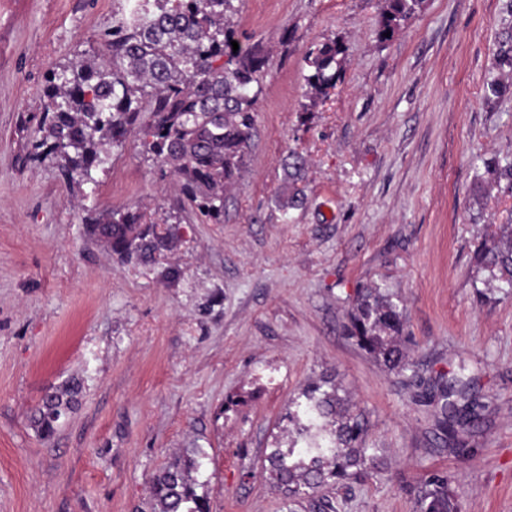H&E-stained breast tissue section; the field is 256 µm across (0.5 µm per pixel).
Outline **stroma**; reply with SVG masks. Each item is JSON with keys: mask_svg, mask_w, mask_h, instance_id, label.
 <instances>
[{"mask_svg": "<svg viewBox=\"0 0 512 512\" xmlns=\"http://www.w3.org/2000/svg\"><path fill=\"white\" fill-rule=\"evenodd\" d=\"M383 6L235 0V35L269 68L214 224L179 210L140 136L70 187L28 159L46 76L103 53L125 0H0V512H147L151 476L197 451L212 512H281L265 452L290 445L295 399L325 378L383 451L377 476L324 489L334 512H418L434 471L457 512H512V289L475 259L512 222L511 189L476 193L484 160L512 162V0H424L386 43ZM329 38L346 62L313 105L305 55ZM127 208L170 231L155 262L113 256L82 222ZM367 285L401 299L420 375L474 377L473 456L445 450L420 388L348 338ZM69 382L79 403L44 436L33 412Z\"/></svg>", "mask_w": 512, "mask_h": 512, "instance_id": "1", "label": "stroma"}]
</instances>
